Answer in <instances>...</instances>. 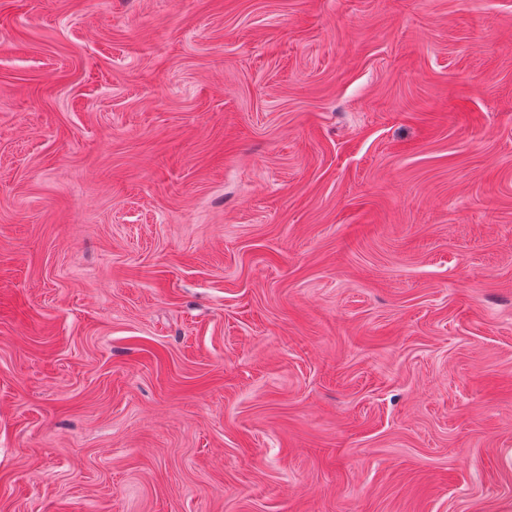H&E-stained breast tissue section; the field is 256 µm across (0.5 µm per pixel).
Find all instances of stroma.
Segmentation results:
<instances>
[{
	"mask_svg": "<svg viewBox=\"0 0 512 512\" xmlns=\"http://www.w3.org/2000/svg\"><path fill=\"white\" fill-rule=\"evenodd\" d=\"M0 512H512V0H0Z\"/></svg>",
	"mask_w": 512,
	"mask_h": 512,
	"instance_id": "35a3bbf8",
	"label": "stroma"
}]
</instances>
